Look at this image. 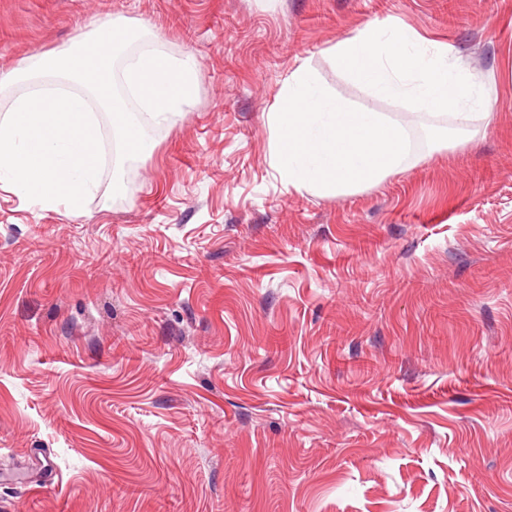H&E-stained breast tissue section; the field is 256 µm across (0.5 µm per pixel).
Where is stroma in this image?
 <instances>
[{
  "label": "stroma",
  "mask_w": 512,
  "mask_h": 512,
  "mask_svg": "<svg viewBox=\"0 0 512 512\" xmlns=\"http://www.w3.org/2000/svg\"><path fill=\"white\" fill-rule=\"evenodd\" d=\"M111 18L196 91L84 214L0 188V512H512V0H0V70ZM383 19L489 116L369 99L326 51ZM302 61L416 164L286 190Z\"/></svg>",
  "instance_id": "1"
}]
</instances>
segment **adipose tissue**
Segmentation results:
<instances>
[{
	"label": "adipose tissue",
	"instance_id": "ef3b65f1",
	"mask_svg": "<svg viewBox=\"0 0 512 512\" xmlns=\"http://www.w3.org/2000/svg\"><path fill=\"white\" fill-rule=\"evenodd\" d=\"M417 33L403 25H368L329 48L342 70L376 98L405 99L420 110L451 112L467 130L491 106V91L453 61L448 45L419 48Z\"/></svg>",
	"mask_w": 512,
	"mask_h": 512
}]
</instances>
